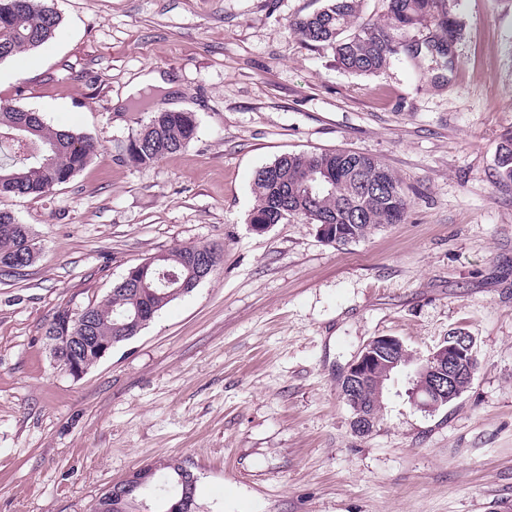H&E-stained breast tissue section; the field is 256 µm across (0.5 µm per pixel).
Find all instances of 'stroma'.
<instances>
[{"label": "stroma", "mask_w": 512, "mask_h": 512, "mask_svg": "<svg viewBox=\"0 0 512 512\" xmlns=\"http://www.w3.org/2000/svg\"><path fill=\"white\" fill-rule=\"evenodd\" d=\"M324 0H54L41 47L0 61V101L103 153L40 198L0 196L39 254L0 273V512H92L148 462L198 478L196 512H512V0H450L443 72L395 57L343 70L292 27ZM155 72L176 92L125 91ZM144 111H135L136 102ZM194 113V140L135 166L146 112ZM381 160L405 220L346 245L299 219L255 232L256 172L288 153ZM220 266L81 379L51 358L56 311L101 301L128 268L185 245ZM476 339L467 391L435 411L392 375L355 434L340 381L395 336L424 355Z\"/></svg>", "instance_id": "obj_1"}]
</instances>
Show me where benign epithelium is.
Instances as JSON below:
<instances>
[{
  "mask_svg": "<svg viewBox=\"0 0 512 512\" xmlns=\"http://www.w3.org/2000/svg\"><path fill=\"white\" fill-rule=\"evenodd\" d=\"M50 351L54 362L75 379L87 373V368L78 362L80 354L92 353L97 358L106 356L114 342H104L95 336H57L50 334ZM475 338L464 330L448 334L447 340L433 349L424 358L413 359L403 342L394 336H377L363 346L349 364L341 383V396L353 405L361 393L371 391L378 398L384 380L394 369L412 368L414 402L422 409L435 410L459 398L470 386L477 366ZM374 414L369 407L360 405L354 411L351 422L357 434L370 432ZM166 464L151 462L143 464L126 477L109 486L98 497L95 507L100 510L104 503H112L117 512H151L145 491L151 487ZM180 495L161 503L165 512H195L197 476L183 468L177 479Z\"/></svg>",
  "mask_w": 512,
  "mask_h": 512,
  "instance_id": "1",
  "label": "benign epithelium"
}]
</instances>
